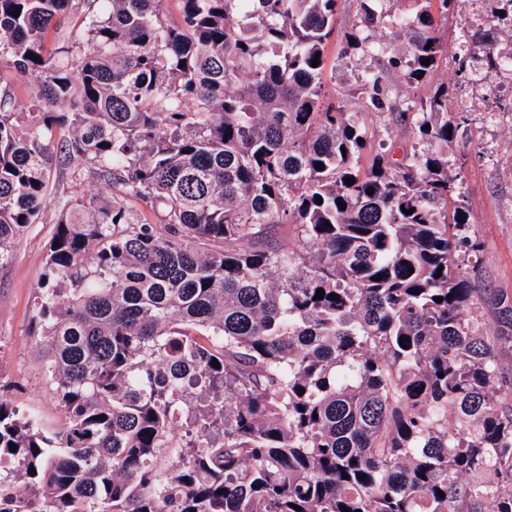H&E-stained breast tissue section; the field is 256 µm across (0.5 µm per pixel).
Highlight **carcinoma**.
<instances>
[{
	"instance_id": "obj_1",
	"label": "carcinoma",
	"mask_w": 512,
	"mask_h": 512,
	"mask_svg": "<svg viewBox=\"0 0 512 512\" xmlns=\"http://www.w3.org/2000/svg\"><path fill=\"white\" fill-rule=\"evenodd\" d=\"M80 2L0 0V55L38 77L29 112L0 88V265L58 153L112 186L60 210L34 320L64 417L0 397V512H512V299L453 172L473 113L429 86L455 0H359L341 58L375 65L341 84L409 134L375 154L324 93L338 0H101L78 52ZM398 3L404 52L376 41ZM478 39L512 56L464 34L462 78Z\"/></svg>"
}]
</instances>
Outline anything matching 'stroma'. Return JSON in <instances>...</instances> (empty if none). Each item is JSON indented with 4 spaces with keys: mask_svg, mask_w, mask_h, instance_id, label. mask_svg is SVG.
<instances>
[{
    "mask_svg": "<svg viewBox=\"0 0 512 512\" xmlns=\"http://www.w3.org/2000/svg\"><path fill=\"white\" fill-rule=\"evenodd\" d=\"M489 0H456L447 16L438 18L437 34L444 53L432 77L448 86L453 108L482 109L488 95L512 96L496 72H483L481 84L458 85L452 57L461 29L469 17L486 15ZM456 152L466 164L461 191L470 223L483 244L479 266L489 287L512 296V114L498 112L460 137ZM75 164L60 158L51 181L60 187L37 223L29 225L12 248L10 260L0 266V393L18 408L44 420L61 419L62 411L45 376V341L34 333L32 320L49 243L61 209L63 192L109 195L110 188L91 177L73 178Z\"/></svg>",
    "mask_w": 512,
    "mask_h": 512,
    "instance_id": "stroma-1",
    "label": "stroma"
}]
</instances>
